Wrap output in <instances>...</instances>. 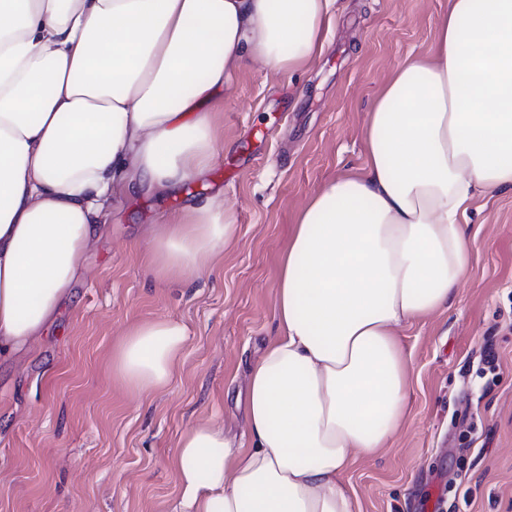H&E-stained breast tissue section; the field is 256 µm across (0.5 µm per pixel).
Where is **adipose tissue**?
I'll list each match as a JSON object with an SVG mask.
<instances>
[{
	"instance_id": "1",
	"label": "adipose tissue",
	"mask_w": 512,
	"mask_h": 512,
	"mask_svg": "<svg viewBox=\"0 0 512 512\" xmlns=\"http://www.w3.org/2000/svg\"><path fill=\"white\" fill-rule=\"evenodd\" d=\"M336 0H0V360L45 336L114 198L172 191L213 167L211 106L238 69L306 70ZM363 167L299 212L276 292L280 334L251 367L249 445L187 429L174 512H357L341 483L406 410L399 327L451 308L471 272L465 219L512 191V0H448L432 53L393 74ZM238 228L218 198L161 217L152 274L189 282ZM186 336L140 324L112 355L132 393L166 387Z\"/></svg>"
}]
</instances>
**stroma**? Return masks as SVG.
<instances>
[{
	"mask_svg": "<svg viewBox=\"0 0 512 512\" xmlns=\"http://www.w3.org/2000/svg\"><path fill=\"white\" fill-rule=\"evenodd\" d=\"M448 0H337L305 71L246 64L216 107L224 147L205 180L115 200L73 303L30 358L0 363V512H171V459L191 426L246 440L252 364L279 334L278 266L297 212L365 162L363 130L394 71L428 54ZM222 194L236 240L187 286L156 281L145 231ZM472 272L447 311L398 331L408 413L389 448L342 477L359 512H512V192L477 198ZM180 320L179 369L140 396L113 378L136 324Z\"/></svg>",
	"mask_w": 512,
	"mask_h": 512,
	"instance_id": "obj_1",
	"label": "stroma"
}]
</instances>
